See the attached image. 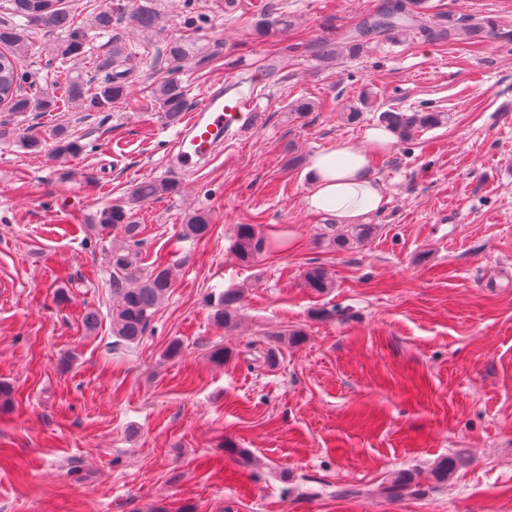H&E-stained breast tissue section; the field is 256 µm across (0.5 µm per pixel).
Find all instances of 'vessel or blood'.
Returning <instances> with one entry per match:
<instances>
[{"mask_svg":"<svg viewBox=\"0 0 512 512\" xmlns=\"http://www.w3.org/2000/svg\"><path fill=\"white\" fill-rule=\"evenodd\" d=\"M256 98L223 89L207 91L199 105L189 114L173 139V162L188 170L212 155L224 142L238 139L253 123Z\"/></svg>","mask_w":512,"mask_h":512,"instance_id":"vessel-or-blood-1","label":"vessel or blood"}]
</instances>
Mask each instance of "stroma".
Returning <instances> with one entry per match:
<instances>
[{
    "label": "stroma",
    "instance_id": "1",
    "mask_svg": "<svg viewBox=\"0 0 512 512\" xmlns=\"http://www.w3.org/2000/svg\"><path fill=\"white\" fill-rule=\"evenodd\" d=\"M376 2L156 0L165 36L207 52L171 73L160 39L127 35L132 97L172 76L194 107L234 72L257 82L252 131L190 173L167 165L176 127L151 107L0 111V382L13 389L0 404V512H512V0H429L496 20L497 37L470 49L408 38L328 63L305 52ZM272 11L294 15L295 31L263 35ZM365 90L381 109L448 121L376 158L385 203L372 235L341 249L334 236L353 227L307 210L305 168L377 127L370 112L343 117ZM300 99L315 108L297 118ZM29 126L83 151L32 153L19 141ZM147 179L180 188L130 203ZM127 203L144 264L175 263V282L143 340L115 352L98 216ZM196 211L211 232L182 239ZM238 224L288 246L243 266ZM315 266L332 283L321 293L304 281ZM229 288L243 297L223 328L209 304ZM270 346L272 368L259 360ZM450 456L454 473L434 482ZM407 472L415 484L388 497ZM54 147L50 154V157L57 159L75 157L79 155L83 149V146L77 140L70 139L62 131L53 133Z\"/></svg>",
    "mask_w": 512,
    "mask_h": 512
}]
</instances>
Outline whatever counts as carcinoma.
Listing matches in <instances>:
<instances>
[{"instance_id":"cac0c4a2","label":"carcinoma","mask_w":512,"mask_h":512,"mask_svg":"<svg viewBox=\"0 0 512 512\" xmlns=\"http://www.w3.org/2000/svg\"><path fill=\"white\" fill-rule=\"evenodd\" d=\"M130 25L140 32L158 34L162 31L157 10L149 3L139 6L130 16ZM269 32L291 31L294 18L280 14L268 17L261 24ZM497 24L491 19L465 20L455 13L427 12L426 0H382L373 11L362 15L351 27L345 29L336 41L325 39L310 46L313 55L328 61L342 54L359 57L368 52L371 45L380 40H398L402 37H420L428 41L478 44L496 35ZM34 30L58 35L49 48L51 55L66 62L82 56L94 30L109 36L111 49L92 60L93 73L100 75L98 82L80 70H68L64 82L57 86L43 81L38 73L24 67L22 54L29 48V35ZM126 45L122 36L112 33V8L106 6L91 16L88 23L77 21L76 15L62 8L58 0H0V104L4 111L12 113L53 112L57 109L56 88L63 89L62 96L70 104L80 105L93 112H109L128 94ZM201 53L194 41L168 39L165 41V62L171 70H178L190 57ZM151 104L163 112L170 123L182 120L188 108L186 89L175 79H163L149 85ZM359 105L345 108L346 121L357 122L361 108L372 103L367 93L358 99ZM441 112L420 109L413 112L386 110L378 115V123L394 133L400 140L409 141L419 133L437 127L444 122ZM54 147L51 156L57 159L79 155L83 146L62 131L53 133ZM45 138L34 127L22 137L25 148L39 152ZM171 180H148L137 183L130 192L133 202H139L175 190ZM100 228L112 233V245L106 252L107 266L112 275V349H129L145 335L152 316L159 304L167 297L173 282V265L142 262L139 250V226L134 224L133 212L121 205L102 211ZM209 216L195 212L182 225V237L202 240L211 232ZM284 238L267 239L256 232L251 224L235 226L233 251L240 263L249 265L268 247H284ZM305 284L317 292L331 287L324 269L313 267L304 275ZM241 300L237 290H226L211 305L213 321L223 327L235 322L236 305ZM457 458L441 460L431 471L438 481H446L456 468Z\"/></svg>"}]
</instances>
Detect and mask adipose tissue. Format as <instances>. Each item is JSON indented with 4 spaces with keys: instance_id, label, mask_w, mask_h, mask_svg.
I'll list each match as a JSON object with an SVG mask.
<instances>
[{
    "instance_id": "obj_1",
    "label": "adipose tissue",
    "mask_w": 512,
    "mask_h": 512,
    "mask_svg": "<svg viewBox=\"0 0 512 512\" xmlns=\"http://www.w3.org/2000/svg\"><path fill=\"white\" fill-rule=\"evenodd\" d=\"M392 134L370 130L365 145L339 139L312 155L306 172L310 190L308 210L334 217L340 224H356L378 212L384 203L383 186L374 176L372 159L392 145Z\"/></svg>"
}]
</instances>
